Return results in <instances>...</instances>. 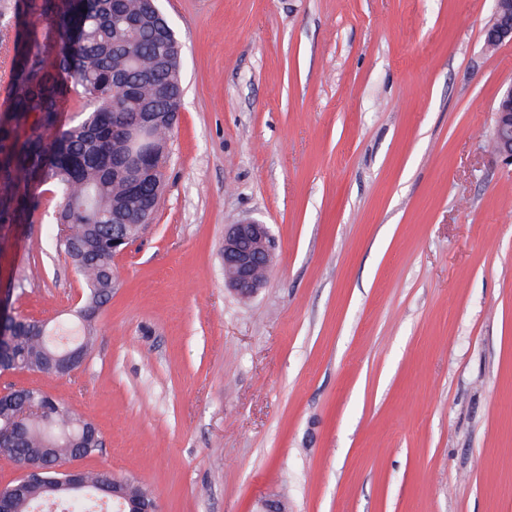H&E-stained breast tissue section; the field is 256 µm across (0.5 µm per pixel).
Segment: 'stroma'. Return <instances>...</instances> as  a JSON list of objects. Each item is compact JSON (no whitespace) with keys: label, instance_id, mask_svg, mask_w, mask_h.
Masks as SVG:
<instances>
[{"label":"stroma","instance_id":"obj_1","mask_svg":"<svg viewBox=\"0 0 512 512\" xmlns=\"http://www.w3.org/2000/svg\"><path fill=\"white\" fill-rule=\"evenodd\" d=\"M184 86L166 186L73 376L0 374L100 429L158 512H512V42L492 0H160ZM14 0H0V109ZM0 226V300L72 320L52 193ZM267 224L266 285L224 227ZM492 16L485 28V46L492 50L504 41H512V1L493 0ZM494 106L492 148L497 155L512 162V82L502 90ZM275 242L267 224L245 220L224 227V280L238 295L251 297L264 287L266 277L257 270L269 271Z\"/></svg>","mask_w":512,"mask_h":512}]
</instances>
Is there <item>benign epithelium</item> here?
<instances>
[{"label": "benign epithelium", "mask_w": 512, "mask_h": 512, "mask_svg": "<svg viewBox=\"0 0 512 512\" xmlns=\"http://www.w3.org/2000/svg\"><path fill=\"white\" fill-rule=\"evenodd\" d=\"M492 16L485 28V46L492 50L504 41H512V0H493ZM495 126L492 148L497 155L512 162V83L502 90L495 102ZM275 242L268 225L245 220L224 226V280L238 295L251 297L264 287L266 279L257 270H269ZM82 360L77 347H67L51 361L52 372L68 375Z\"/></svg>", "instance_id": "benign-epithelium-1"}]
</instances>
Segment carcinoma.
I'll use <instances>...</instances> for the list:
<instances>
[{"label":"carcinoma","mask_w":512,"mask_h":512,"mask_svg":"<svg viewBox=\"0 0 512 512\" xmlns=\"http://www.w3.org/2000/svg\"><path fill=\"white\" fill-rule=\"evenodd\" d=\"M13 89L0 116V224H22L39 206L34 193L47 186L59 200L48 225L56 246L84 285L77 336L66 344L37 339L41 322L5 312L9 335L0 341V372L49 374L50 354L92 348L97 310L112 298L115 282L112 225L147 224L165 179L173 120L183 99L181 46L169 21H147L148 0H18ZM45 19L52 38H38ZM76 104L81 119L65 125L64 107ZM159 113L148 134L152 152L128 136L138 113ZM41 409L10 440L0 458L17 466L40 458L41 479L0 490L11 512H35L49 497L66 500L68 512H89L88 501L112 487L110 472H82L78 491L63 488V466L102 447L101 436L83 438L88 421L46 391L31 387L0 400V431H9L25 405ZM50 448L47 454L44 449ZM125 503L153 501L139 482L120 478Z\"/></svg>","instance_id":"cac0c4a2"}]
</instances>
